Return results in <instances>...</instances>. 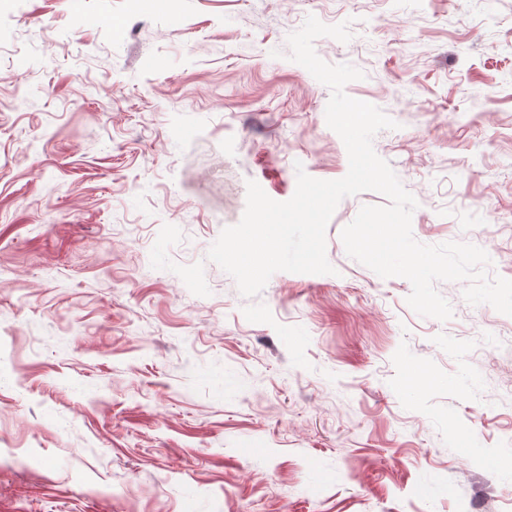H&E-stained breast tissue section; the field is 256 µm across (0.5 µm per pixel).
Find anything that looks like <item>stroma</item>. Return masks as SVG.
<instances>
[{
	"instance_id": "1",
	"label": "stroma",
	"mask_w": 512,
	"mask_h": 512,
	"mask_svg": "<svg viewBox=\"0 0 512 512\" xmlns=\"http://www.w3.org/2000/svg\"><path fill=\"white\" fill-rule=\"evenodd\" d=\"M310 15L399 124L414 238L512 280V0H0V512H512V316L349 257L383 195L333 273L246 298L207 259L247 180L348 171L283 56Z\"/></svg>"
}]
</instances>
